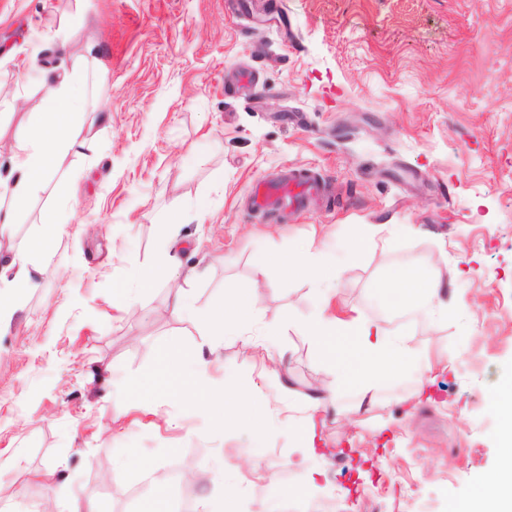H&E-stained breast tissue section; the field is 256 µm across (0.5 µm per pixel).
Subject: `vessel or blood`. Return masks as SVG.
I'll return each mask as SVG.
<instances>
[{
  "label": "vessel or blood",
  "instance_id": "1",
  "mask_svg": "<svg viewBox=\"0 0 512 512\" xmlns=\"http://www.w3.org/2000/svg\"><path fill=\"white\" fill-rule=\"evenodd\" d=\"M321 193L318 176L291 168L275 178L258 180L253 188L250 208L257 213H303L309 202Z\"/></svg>",
  "mask_w": 512,
  "mask_h": 512
}]
</instances>
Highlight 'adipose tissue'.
Listing matches in <instances>:
<instances>
[{"mask_svg": "<svg viewBox=\"0 0 512 512\" xmlns=\"http://www.w3.org/2000/svg\"><path fill=\"white\" fill-rule=\"evenodd\" d=\"M85 100V86L74 82L68 72L53 75L52 85L38 105L39 122L20 133L12 170L8 176H0V195L11 200L10 208L0 212V239L11 236L14 215L42 190L60 150L72 146L73 121L83 111ZM69 219L67 210L50 212L27 252L0 260V321L11 316L16 298L36 287L32 257L46 253ZM442 288L441 280L433 275L393 269L381 286V294L392 311L405 310L427 317L443 311ZM174 311L196 323L206 335L212 336L213 342L207 349L192 353L168 350L160 354L161 367L174 368L175 373L159 381V388L171 395L194 393L197 409L214 414L224 425L238 415H247L254 437V455L263 457L268 428L266 404L246 392L235 378H228L218 389L209 384V372L221 360L220 339L236 336L244 349L255 354L266 351V344L253 338L254 305L241 298L227 308H203L196 304L191 289L182 286L175 290ZM308 333L334 368L333 384L325 385L322 398L311 406L312 414L306 419L310 425L315 422V413L335 399L337 385L352 387L365 395L399 371L414 368L424 374L431 369L429 360L402 337L382 334L377 326L354 316L343 319L317 314ZM492 404L502 420V468L483 482L473 498L454 502L451 512H512V381L493 396Z\"/></svg>", "mask_w": 512, "mask_h": 512, "instance_id": "ef3b65f1", "label": "adipose tissue"}]
</instances>
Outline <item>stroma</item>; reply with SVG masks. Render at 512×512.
Returning <instances> with one entry per match:
<instances>
[{
    "mask_svg": "<svg viewBox=\"0 0 512 512\" xmlns=\"http://www.w3.org/2000/svg\"><path fill=\"white\" fill-rule=\"evenodd\" d=\"M0 0V163L34 121L68 39L87 66L85 113L0 255L47 213L74 217L38 257L37 288L0 328V512H64L47 469L109 512H138L192 464L194 508L234 477L236 512H448L499 468L490 397L512 377V0ZM312 170L326 196L298 220L250 212V185ZM223 180H216V173ZM211 208L199 213V198ZM178 224H170L172 214ZM392 224L402 225L389 233ZM176 240L178 272L113 301L115 284ZM339 268L332 312L403 337L432 364L340 391L297 431L331 370L301 329L322 304L284 268L298 245ZM269 254L257 273L253 257ZM395 267L446 285L447 313L386 308ZM192 269L198 304L255 295L262 361L224 340L211 385L232 376L268 406V453L246 423L223 430L156 395L160 353L206 348L172 311ZM140 382L141 398L128 395Z\"/></svg>",
    "mask_w": 512,
    "mask_h": 512,
    "instance_id": "1",
    "label": "stroma"
}]
</instances>
